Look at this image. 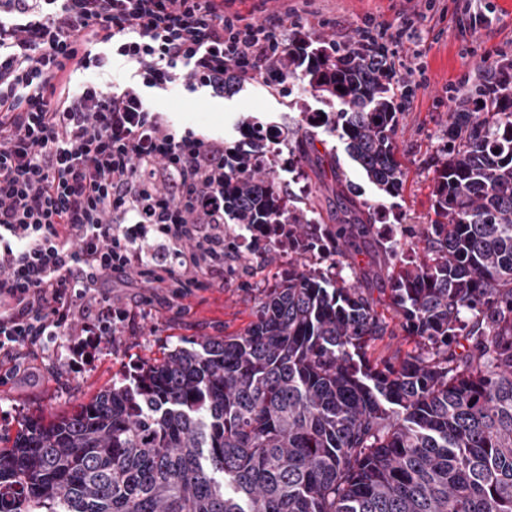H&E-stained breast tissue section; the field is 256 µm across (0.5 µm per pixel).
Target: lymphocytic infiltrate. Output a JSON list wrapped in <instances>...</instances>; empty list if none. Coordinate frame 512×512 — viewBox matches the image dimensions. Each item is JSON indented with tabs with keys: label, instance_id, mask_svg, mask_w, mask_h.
I'll use <instances>...</instances> for the list:
<instances>
[{
	"label": "lymphocytic infiltrate",
	"instance_id": "lymphocytic-infiltrate-1",
	"mask_svg": "<svg viewBox=\"0 0 512 512\" xmlns=\"http://www.w3.org/2000/svg\"><path fill=\"white\" fill-rule=\"evenodd\" d=\"M234 0H0V357L70 337L91 365L141 315L111 301L224 278V141L177 131L145 91L224 95L266 75L296 10L247 20ZM419 17L367 23L356 42L427 50Z\"/></svg>",
	"mask_w": 512,
	"mask_h": 512
}]
</instances>
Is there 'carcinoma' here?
Returning a JSON list of instances; mask_svg holds the SVG:
<instances>
[{"mask_svg":"<svg viewBox=\"0 0 512 512\" xmlns=\"http://www.w3.org/2000/svg\"><path fill=\"white\" fill-rule=\"evenodd\" d=\"M268 69L338 106L306 112L367 180L401 196L402 113L389 62L293 37ZM224 146V225L302 251L259 289L235 335L202 336L144 361L70 412L26 416L0 448V512H512V68L465 91L436 154L431 210L408 256L379 243L390 305L415 347L371 359L387 332L380 266L356 270L375 224L329 166L344 219L290 205L264 160L268 125ZM291 151L310 146L280 129ZM354 280L341 276L344 268Z\"/></svg>","mask_w":512,"mask_h":512,"instance_id":"1","label":"carcinoma"}]
</instances>
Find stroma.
Returning <instances> with one entry per match:
<instances>
[{"label": "stroma", "mask_w": 512, "mask_h": 512, "mask_svg": "<svg viewBox=\"0 0 512 512\" xmlns=\"http://www.w3.org/2000/svg\"><path fill=\"white\" fill-rule=\"evenodd\" d=\"M465 0H236L234 7L247 18L260 20L284 13L290 7H307L319 12L326 24L314 28L315 38L353 43L355 30L366 17L398 23L402 14H424L429 48L421 59H409V66H424L430 86L417 91L397 129L396 140L406 171L402 196L382 195L348 158L343 143L327 130H320V151L335 154L347 180L357 184L363 200L383 209L406 214L408 223H426L431 213L430 183L433 176L426 161L435 154L448 125L450 104H437L443 87L461 78L470 84L481 81L485 55L502 51L512 56V0H477L478 8L494 9L497 20L491 30L460 35L457 9ZM175 126L223 135L226 144L239 140L238 124L247 115L261 116L277 127H297L304 113L329 112L333 106L318 95L302 91L289 80L287 92L274 90L263 80L241 85L226 98L200 101L183 87H172L152 100ZM279 185L288 188L292 203L299 208L314 206L318 218L334 223L340 218V201L332 179H320L314 158L281 153L276 170ZM147 313L139 323L112 343L95 362L78 374L67 367L69 337L58 336L41 345L36 358L22 373H14L10 361L0 362V411L13 421L0 429L1 437L15 436L17 421L27 415L46 417L71 410L101 387L111 383L116 372L129 365L160 357L163 347L178 344L180 338L240 333L252 319L255 293L243 287L240 276L224 281L220 288H201L185 298L163 299L145 289Z\"/></svg>", "instance_id": "obj_1"}]
</instances>
